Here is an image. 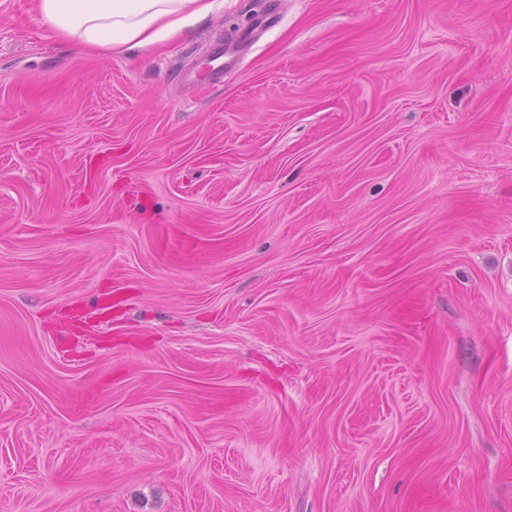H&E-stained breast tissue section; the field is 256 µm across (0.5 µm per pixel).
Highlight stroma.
Masks as SVG:
<instances>
[{"label":"stroma","instance_id":"stroma-1","mask_svg":"<svg viewBox=\"0 0 512 512\" xmlns=\"http://www.w3.org/2000/svg\"><path fill=\"white\" fill-rule=\"evenodd\" d=\"M0 512H512V0H0ZM224 9V0H39L45 26L58 38L99 52L137 55L180 38ZM245 40V34L241 33L235 42H220L215 44L204 63V68L208 74L213 77L222 76L224 74V68H226L229 62L235 57L239 47L243 45ZM225 57L228 58L227 61H224ZM221 59H223L222 62H220Z\"/></svg>","mask_w":512,"mask_h":512}]
</instances>
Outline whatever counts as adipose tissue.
Wrapping results in <instances>:
<instances>
[{
    "label": "adipose tissue",
    "instance_id": "ef3b65f1",
    "mask_svg": "<svg viewBox=\"0 0 512 512\" xmlns=\"http://www.w3.org/2000/svg\"><path fill=\"white\" fill-rule=\"evenodd\" d=\"M223 7L224 0H38L43 23L58 38L130 55L182 37Z\"/></svg>",
    "mask_w": 512,
    "mask_h": 512
}]
</instances>
